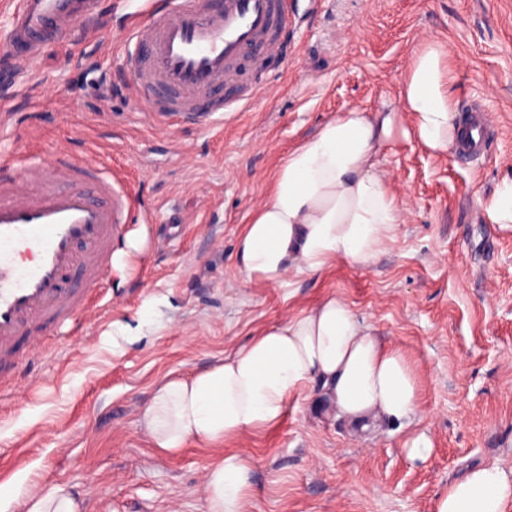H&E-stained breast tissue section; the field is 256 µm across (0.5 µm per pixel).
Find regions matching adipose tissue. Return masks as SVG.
<instances>
[{
	"label": "adipose tissue",
	"instance_id": "obj_1",
	"mask_svg": "<svg viewBox=\"0 0 512 512\" xmlns=\"http://www.w3.org/2000/svg\"><path fill=\"white\" fill-rule=\"evenodd\" d=\"M450 57L447 46L423 43L411 55L398 108L348 109L281 160L236 241L237 266L248 281L277 286L337 260L366 263L382 252L408 204L391 190L380 150L394 135L399 110L433 152H446L458 137ZM305 389L331 415L362 429L408 420L420 401L400 349L384 343L344 299L329 295L208 368L162 379L140 427L169 456L192 441L218 448L278 425L289 398ZM252 470L240 454L211 461L204 470L207 512H244ZM438 512H512V475L498 466L471 468L449 484Z\"/></svg>",
	"mask_w": 512,
	"mask_h": 512
}]
</instances>
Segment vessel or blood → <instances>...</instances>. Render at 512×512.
<instances>
[{"label":"vessel or blood","instance_id":"obj_1","mask_svg":"<svg viewBox=\"0 0 512 512\" xmlns=\"http://www.w3.org/2000/svg\"><path fill=\"white\" fill-rule=\"evenodd\" d=\"M100 0H15L0 36L15 73L32 70L61 40L83 33ZM293 0H144L111 38L136 76L134 111L164 126L210 124L228 103L246 107L270 88L234 84L244 63L258 64L283 46L295 21ZM456 143L459 157L479 159L490 146L488 118L469 105ZM156 217L137 202L125 175L56 144L44 161L18 149L0 153V369L21 358L20 342L43 347L66 326L86 327L96 307L87 291L102 287L129 225ZM79 273L81 287L69 278Z\"/></svg>","mask_w":512,"mask_h":512}]
</instances>
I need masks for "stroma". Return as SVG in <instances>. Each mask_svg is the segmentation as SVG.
Listing matches in <instances>:
<instances>
[{
  "instance_id": "35a3bbf8",
  "label": "stroma",
  "mask_w": 512,
  "mask_h": 512,
  "mask_svg": "<svg viewBox=\"0 0 512 512\" xmlns=\"http://www.w3.org/2000/svg\"><path fill=\"white\" fill-rule=\"evenodd\" d=\"M288 32L286 56L265 63L273 84L245 110L207 129L160 132L114 82L128 78L120 50L79 64L57 43L26 82L59 91L9 101L0 150L46 156L57 140L132 171L139 203L155 210L140 251L112 267L110 299L81 332L55 330L45 352H24L0 392V484H67L82 512H206L205 466L220 453L254 459L245 512H437L449 484L473 467L512 470V224L486 207L512 178V0H321ZM453 50L458 107L477 102L496 137L488 154L459 163L433 153L400 113L381 168L409 203L404 224L373 261L266 287L247 282L237 234L282 157L326 122L358 106L396 104L411 54L423 41ZM333 294L398 346L420 384L404 425L352 430L288 400L280 424L227 441L153 448L142 408L169 375L204 369ZM432 444L410 460L417 435Z\"/></svg>"
}]
</instances>
